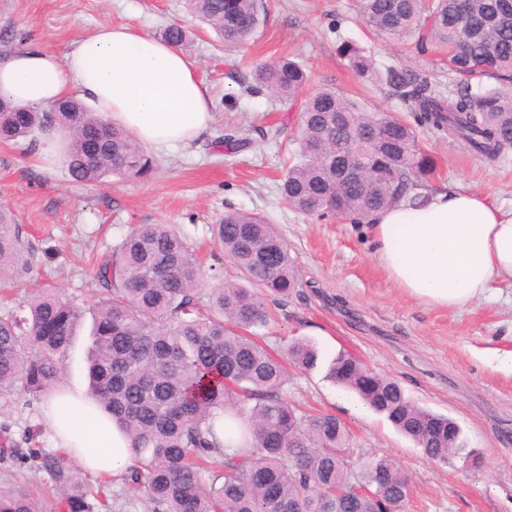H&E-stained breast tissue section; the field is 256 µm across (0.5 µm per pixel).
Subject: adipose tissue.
I'll list each match as a JSON object with an SVG mask.
<instances>
[{
    "instance_id": "ef3b65f1",
    "label": "adipose tissue",
    "mask_w": 512,
    "mask_h": 512,
    "mask_svg": "<svg viewBox=\"0 0 512 512\" xmlns=\"http://www.w3.org/2000/svg\"><path fill=\"white\" fill-rule=\"evenodd\" d=\"M194 60L129 25L105 24L64 54L30 45L0 53V98L43 110L76 99L147 146L188 144L213 121L208 85ZM388 279L424 306L456 310L512 283V213L482 193L443 187L400 200L366 226ZM43 419L81 471L118 476L133 461L118 424L83 391L48 392Z\"/></svg>"
}]
</instances>
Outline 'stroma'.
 <instances>
[{
  "label": "stroma",
  "instance_id": "obj_1",
  "mask_svg": "<svg viewBox=\"0 0 512 512\" xmlns=\"http://www.w3.org/2000/svg\"><path fill=\"white\" fill-rule=\"evenodd\" d=\"M266 20L240 49L225 48L206 25L192 20L184 0H0V52L35 43L65 52L80 35L103 24H129L152 36L181 23L191 32L189 54L211 93L214 121L195 142L153 148L159 162L148 178L114 176L73 183L61 160L25 145L0 143V206L8 208L39 248L53 249L16 283L0 286V309L31 290L57 288L75 302L92 301L96 256L134 224H171L204 265L237 271L209 230L229 211L254 213L275 224L288 244L298 284L267 299L269 319L258 342L280 358L304 340L319 352L315 368L288 366L283 395L307 413H332L350 430L355 456H386L408 478L404 512H512V373L496 368L487 349L512 348V284L460 310L426 308L387 279L373 257L364 225L343 215H304L282 197L279 183L295 148L296 114L276 95L252 91V64L282 56L307 69L312 84L329 83L370 112H399L378 81L356 74L339 48L349 43L371 57L429 79L440 91L462 83L434 51L376 35L359 0H264ZM238 144L223 147L225 135ZM419 145L436 162L428 190L454 186L489 194L512 209V155L489 159L465 143L418 128ZM399 382L419 407L454 419L466 448L435 465L380 414L343 393L326 374L339 352ZM14 435L32 430L55 451L42 405L6 403L0 425ZM27 483L43 512H58L59 494L46 474L0 461V484Z\"/></svg>",
  "mask_w": 512,
  "mask_h": 512
}]
</instances>
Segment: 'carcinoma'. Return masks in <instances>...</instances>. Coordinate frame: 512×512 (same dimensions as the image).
<instances>
[{
    "label": "carcinoma",
    "instance_id": "obj_1",
    "mask_svg": "<svg viewBox=\"0 0 512 512\" xmlns=\"http://www.w3.org/2000/svg\"><path fill=\"white\" fill-rule=\"evenodd\" d=\"M228 48L261 23L258 0H186ZM366 24L394 39L419 37L446 51L448 69L499 79L512 74V11L503 0H361ZM178 47L189 30L170 25ZM361 76L371 59L342 48ZM417 124L465 142L489 158L512 153V94L463 84L443 94L399 66L379 75ZM255 89L296 103L308 82L291 59L253 69ZM297 148L282 191L299 212L347 214L357 223L392 202L421 197L435 172L416 148L415 131L391 112H368L330 84L300 102ZM61 136L70 178L97 183L112 174L147 178L157 161L143 144L74 99L42 111L0 100V140L36 146ZM239 281L206 274L194 249L171 224H135L96 264L87 395L131 441L135 463L126 486L144 491L148 512H401L409 482L386 456L358 473L352 437L333 414H306L283 398L282 361L249 335L266 322V293L296 286L288 245L275 225L228 212L212 225ZM37 251L12 213L0 207V281L30 270ZM217 285L209 287V282ZM83 309L56 289H41L0 315V393L26 404L62 380ZM290 361L311 369L317 351L305 342ZM328 377L355 392L410 438L429 459L446 463L463 447L449 418L414 405L392 379L340 354ZM0 455L46 474L61 494V512H94L89 483L66 457L19 448L0 427ZM0 512H41L27 486H0Z\"/></svg>",
    "mask_w": 512,
    "mask_h": 512
}]
</instances>
